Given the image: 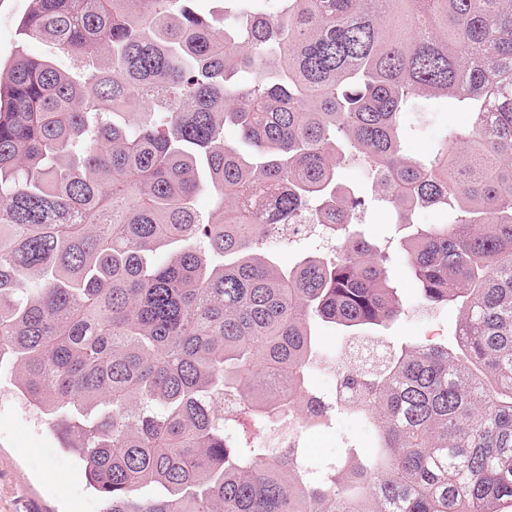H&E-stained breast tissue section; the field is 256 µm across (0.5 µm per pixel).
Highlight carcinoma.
Segmentation results:
<instances>
[{
    "label": "carcinoma",
    "mask_w": 512,
    "mask_h": 512,
    "mask_svg": "<svg viewBox=\"0 0 512 512\" xmlns=\"http://www.w3.org/2000/svg\"><path fill=\"white\" fill-rule=\"evenodd\" d=\"M187 2L31 0L24 34L83 80L21 52L0 66V374L103 512H501L512 0ZM431 99L469 124L409 156L404 117ZM353 161L372 196L339 181ZM376 200L409 231L419 310L459 308L453 345L377 334L406 304L389 254L352 230ZM438 206L444 224L407 221ZM306 219L332 250L278 266L266 241ZM316 321L381 352L335 368L331 397L309 385ZM228 395L279 442L228 435ZM342 412L375 423L376 447L314 473L302 423Z\"/></svg>",
    "instance_id": "cac0c4a2"
}]
</instances>
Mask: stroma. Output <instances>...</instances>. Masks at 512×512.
Returning <instances> with one entry per match:
<instances>
[{"label": "stroma", "mask_w": 512, "mask_h": 512, "mask_svg": "<svg viewBox=\"0 0 512 512\" xmlns=\"http://www.w3.org/2000/svg\"><path fill=\"white\" fill-rule=\"evenodd\" d=\"M30 0H0V60L10 61L17 51L32 57L53 55L50 44L24 38L20 23ZM412 131L405 141L407 154H426L435 142L455 127L464 126L466 114L430 103L409 118ZM394 216L387 207L369 208L358 226L367 238L389 249L408 304L418 301L408 259L393 236ZM457 310L443 311L434 319L407 316L393 326L391 342L400 339L441 340L450 337ZM306 456L319 468L338 459L347 445L369 450L374 432L356 417L336 416L327 426L306 427L302 435ZM102 501L87 481L80 460L61 448L47 420L38 418L17 395L8 377H0V512H100Z\"/></svg>", "instance_id": "35a3bbf8"}]
</instances>
